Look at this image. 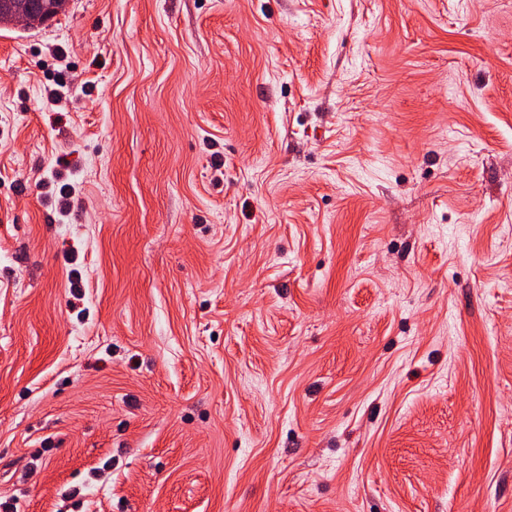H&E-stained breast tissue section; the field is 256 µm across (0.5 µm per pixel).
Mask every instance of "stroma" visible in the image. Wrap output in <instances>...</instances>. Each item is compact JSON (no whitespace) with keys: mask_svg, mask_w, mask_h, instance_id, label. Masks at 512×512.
Returning a JSON list of instances; mask_svg holds the SVG:
<instances>
[{"mask_svg":"<svg viewBox=\"0 0 512 512\" xmlns=\"http://www.w3.org/2000/svg\"><path fill=\"white\" fill-rule=\"evenodd\" d=\"M11 499L512 512V0L0 28Z\"/></svg>","mask_w":512,"mask_h":512,"instance_id":"1","label":"stroma"}]
</instances>
